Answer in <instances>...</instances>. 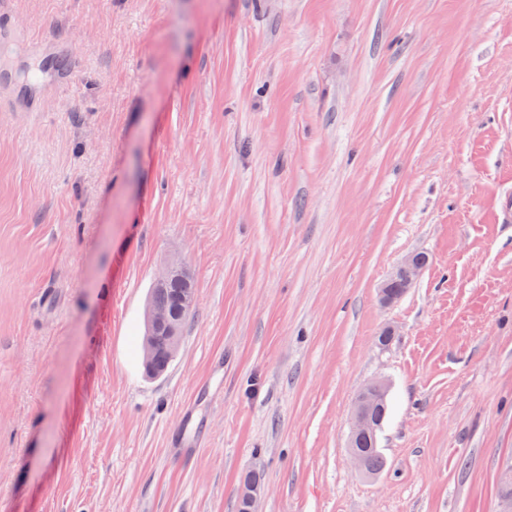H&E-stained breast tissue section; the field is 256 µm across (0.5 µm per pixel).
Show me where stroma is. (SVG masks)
I'll list each match as a JSON object with an SVG mask.
<instances>
[{"mask_svg":"<svg viewBox=\"0 0 512 512\" xmlns=\"http://www.w3.org/2000/svg\"><path fill=\"white\" fill-rule=\"evenodd\" d=\"M7 2L0 512H239L249 474L257 512H497L512 0ZM174 250L196 301L152 379L144 311ZM375 377L368 477L348 442ZM192 399L207 438L181 458ZM419 256L416 254L405 256L396 270L384 281L380 288L383 303L390 304L398 300L417 279L424 267L423 263L427 262L424 254L419 253ZM387 391V384L383 380L368 382L358 393L352 419L351 436L355 438V447L350 448L351 462L359 471H363V455L357 448H375L366 453L364 457L365 470L369 474L380 473L386 465V461L379 448H377V435L375 441L363 435L375 433L379 422L374 413Z\"/></svg>","mask_w":512,"mask_h":512,"instance_id":"stroma-1","label":"stroma"}]
</instances>
